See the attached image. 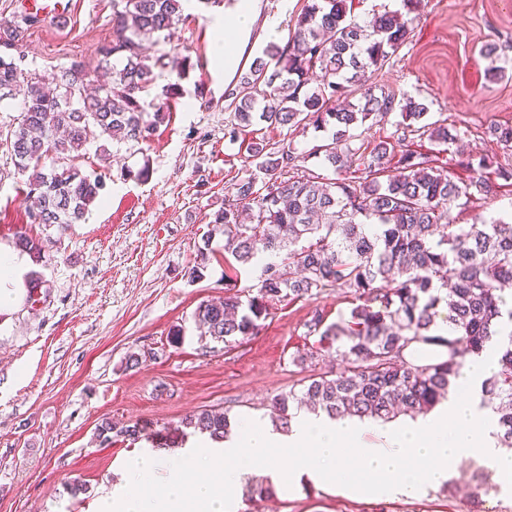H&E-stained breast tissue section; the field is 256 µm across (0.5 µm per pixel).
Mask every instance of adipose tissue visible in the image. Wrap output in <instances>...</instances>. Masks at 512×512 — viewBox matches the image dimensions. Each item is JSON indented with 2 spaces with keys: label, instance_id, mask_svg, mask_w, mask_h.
<instances>
[{
  "label": "adipose tissue",
  "instance_id": "obj_1",
  "mask_svg": "<svg viewBox=\"0 0 512 512\" xmlns=\"http://www.w3.org/2000/svg\"><path fill=\"white\" fill-rule=\"evenodd\" d=\"M253 2L239 0L215 42V56L225 64H232L240 36L250 30ZM28 262V254L0 246L1 308L16 302ZM495 367L494 347L470 356L448 398L402 421L333 420L300 411L287 433L245 419L219 446L205 435L173 456L140 452L122 484L100 497V512H239L242 482L258 470L282 494L308 479L345 497L416 498L445 485L464 458L490 466L502 492L512 496V450L498 445L494 413L481 405V384Z\"/></svg>",
  "mask_w": 512,
  "mask_h": 512
}]
</instances>
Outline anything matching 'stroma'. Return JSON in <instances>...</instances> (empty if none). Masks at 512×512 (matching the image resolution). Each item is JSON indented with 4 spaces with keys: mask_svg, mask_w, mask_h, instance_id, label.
Instances as JSON below:
<instances>
[{
    "mask_svg": "<svg viewBox=\"0 0 512 512\" xmlns=\"http://www.w3.org/2000/svg\"><path fill=\"white\" fill-rule=\"evenodd\" d=\"M304 0H256L254 21L233 67L211 54L215 20L233 0H184L170 43L150 54L188 51L194 63L184 96L147 153L112 144L104 188L84 223L66 232L28 224L22 178L8 159L5 135L20 113L19 100L0 101V244L19 234L46 240L36 271L39 287H25L12 308L0 309V512H97L101 490L120 483L136 450L175 451L191 432L181 420L201 409L267 418L273 397L299 389L303 378L336 367L335 357L306 366L293 356L312 344L305 323L320 311L328 321L347 312L337 288L274 304L257 335L233 348L201 340L193 314L222 297L224 236L209 214L224 200L230 180L244 169L242 139H229L227 85L248 71L270 44H284ZM409 21L408 39L371 77L397 97L429 108V121L456 127L458 148L438 152L428 139L415 150L438 155L455 177L463 160L486 158L512 167V149L486 136L493 124L512 125V0H354L360 24L387 11ZM26 25L13 55L23 71L52 73L80 60L96 65L112 33V0H71L65 21L27 25L19 0H0V22ZM500 76H493V68ZM149 161L147 181L126 177ZM512 215V186L497 181L492 196L453 207L449 219ZM208 260L200 279L188 270L199 251ZM179 329L178 342L169 333ZM141 430L137 441L100 444L102 419ZM80 479L85 493L71 495ZM240 512H512L487 465L454 466L448 488L420 498L366 500L340 497L310 484L290 495L254 497Z\"/></svg>",
    "mask_w": 512,
    "mask_h": 512,
    "instance_id": "stroma-1",
    "label": "stroma"
}]
</instances>
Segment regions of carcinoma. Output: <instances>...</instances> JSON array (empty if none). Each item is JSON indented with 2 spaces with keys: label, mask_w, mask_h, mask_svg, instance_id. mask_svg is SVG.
Here are the masks:
<instances>
[{
  "label": "carcinoma",
  "mask_w": 512,
  "mask_h": 512,
  "mask_svg": "<svg viewBox=\"0 0 512 512\" xmlns=\"http://www.w3.org/2000/svg\"><path fill=\"white\" fill-rule=\"evenodd\" d=\"M352 0H306L287 42L270 46L247 73L224 91L233 118L232 138L264 123L294 134L309 125L332 126L331 138L313 148L322 167L305 166L291 143L254 137L250 161L267 181L256 189L254 173L236 176L211 224L224 235V252L241 264L262 262L257 294L234 291L224 274V299L202 302L195 321L202 337L230 347L256 334L269 304L310 297L325 288L353 296L348 313L334 322L315 312L306 324L317 337L297 352L299 367L322 352H335L341 367L309 377L298 391L272 399L271 414L289 428L293 404L332 418L390 420L430 411L446 397L467 355L480 353L493 337L507 336L497 368L484 381V403L498 415L500 445L512 448V222L492 218L480 224H452L448 215L463 200L485 199L493 185L484 171L461 181L446 177L430 156L410 148L427 137L441 146L458 139L445 124L427 123V107L412 97L375 93L368 73L389 62L404 43L408 26L395 12L374 20L364 33L351 17ZM182 21V0H112V38L98 50L108 77L93 91L74 90V76L87 72L74 60L55 73L19 70L10 51L24 30L0 23V101L22 96L17 125L7 133L10 160L24 177L29 223L55 225L60 232L80 223L100 196L103 175L83 171L76 160L97 142L98 167L109 164L108 145H148L169 122L171 104L183 97L180 81L192 67L181 52L150 56L142 42L166 43ZM177 81L147 101L164 73ZM316 86H309L312 74ZM361 91L358 103L336 102ZM153 111H148V107ZM400 110V134L371 142L359 128L372 117ZM18 246L39 259L40 239L19 235ZM456 336L435 334L437 321ZM414 345H441L448 358L433 364L405 359ZM196 432L227 437L228 416L201 409L182 420ZM141 430L116 427L108 418L96 427L103 443L137 441Z\"/></svg>",
  "instance_id": "1"
}]
</instances>
